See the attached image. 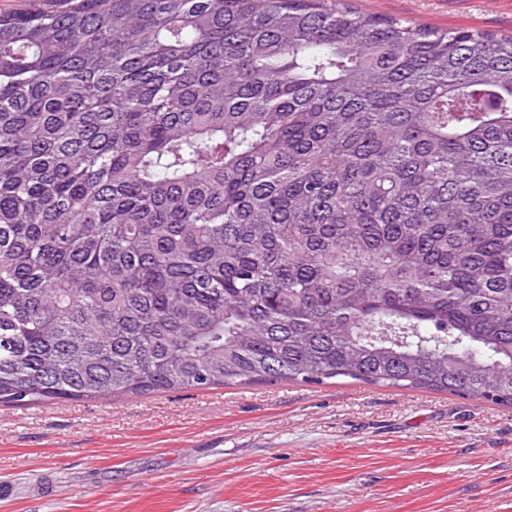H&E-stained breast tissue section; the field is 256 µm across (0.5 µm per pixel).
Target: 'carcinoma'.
<instances>
[{
    "instance_id": "cac0c4a2",
    "label": "carcinoma",
    "mask_w": 512,
    "mask_h": 512,
    "mask_svg": "<svg viewBox=\"0 0 512 512\" xmlns=\"http://www.w3.org/2000/svg\"><path fill=\"white\" fill-rule=\"evenodd\" d=\"M331 379L512 408V39L0 11V403Z\"/></svg>"
}]
</instances>
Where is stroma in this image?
<instances>
[{"instance_id":"35a3bbf8","label":"stroma","mask_w":512,"mask_h":512,"mask_svg":"<svg viewBox=\"0 0 512 512\" xmlns=\"http://www.w3.org/2000/svg\"><path fill=\"white\" fill-rule=\"evenodd\" d=\"M512 36V0H349ZM0 512H512V408L351 380L0 404Z\"/></svg>"}]
</instances>
